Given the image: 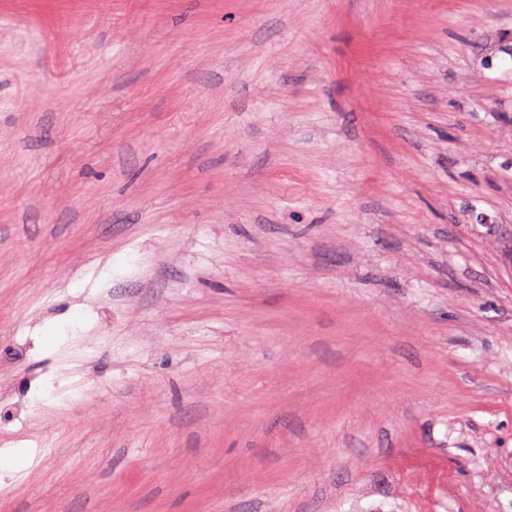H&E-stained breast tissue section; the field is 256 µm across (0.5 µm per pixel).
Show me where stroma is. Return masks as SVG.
<instances>
[{
    "mask_svg": "<svg viewBox=\"0 0 512 512\" xmlns=\"http://www.w3.org/2000/svg\"><path fill=\"white\" fill-rule=\"evenodd\" d=\"M512 0H0V512H512ZM490 236L497 245L499 262L512 271V226L503 224L488 225Z\"/></svg>",
    "mask_w": 512,
    "mask_h": 512,
    "instance_id": "stroma-1",
    "label": "stroma"
}]
</instances>
